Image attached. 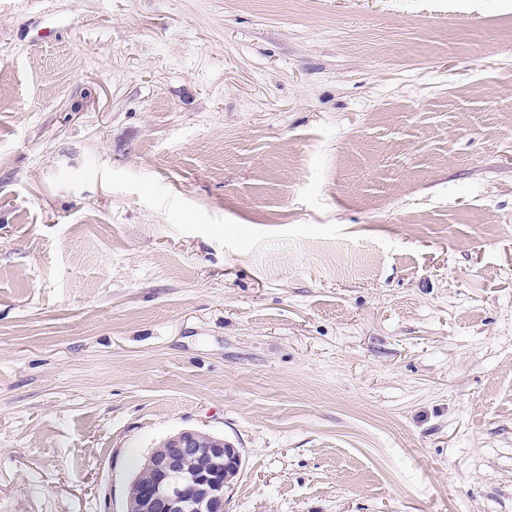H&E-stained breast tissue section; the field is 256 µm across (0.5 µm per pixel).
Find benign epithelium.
I'll list each match as a JSON object with an SVG mask.
<instances>
[{
	"mask_svg": "<svg viewBox=\"0 0 512 512\" xmlns=\"http://www.w3.org/2000/svg\"><path fill=\"white\" fill-rule=\"evenodd\" d=\"M238 454L222 441L204 447L196 430L168 437L148 456L149 479L139 485L124 512H225L224 490Z\"/></svg>",
	"mask_w": 512,
	"mask_h": 512,
	"instance_id": "benign-epithelium-1",
	"label": "benign epithelium"
}]
</instances>
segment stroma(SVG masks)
I'll return each instance as SVG.
<instances>
[{"mask_svg":"<svg viewBox=\"0 0 512 512\" xmlns=\"http://www.w3.org/2000/svg\"><path fill=\"white\" fill-rule=\"evenodd\" d=\"M512 512V0H0V512ZM201 432L182 430L155 448L145 468L149 479L139 485L124 512H225L224 490L234 477L237 448L224 442L204 448ZM211 446V447H212ZM204 457L207 463L197 470L187 464Z\"/></svg>","mask_w":512,"mask_h":512,"instance_id":"obj_1","label":"stroma"}]
</instances>
